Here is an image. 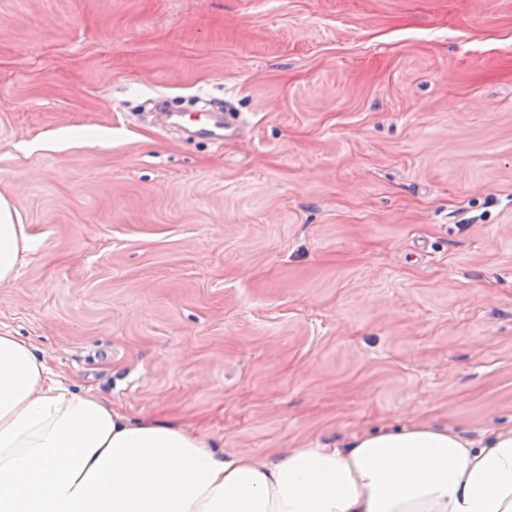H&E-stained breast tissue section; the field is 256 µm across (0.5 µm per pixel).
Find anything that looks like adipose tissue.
I'll list each match as a JSON object with an SVG mask.
<instances>
[{
  "label": "adipose tissue",
  "instance_id": "adipose-tissue-1",
  "mask_svg": "<svg viewBox=\"0 0 512 512\" xmlns=\"http://www.w3.org/2000/svg\"><path fill=\"white\" fill-rule=\"evenodd\" d=\"M31 248L0 195V287ZM0 512H512V428L474 439L410 422L260 462L73 391L0 331Z\"/></svg>",
  "mask_w": 512,
  "mask_h": 512
}]
</instances>
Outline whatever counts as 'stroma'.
<instances>
[{
    "label": "stroma",
    "instance_id": "obj_1",
    "mask_svg": "<svg viewBox=\"0 0 512 512\" xmlns=\"http://www.w3.org/2000/svg\"><path fill=\"white\" fill-rule=\"evenodd\" d=\"M0 194V330L129 415L512 427V0H0ZM32 249V241L13 202L0 194V287L18 279L23 255Z\"/></svg>",
    "mask_w": 512,
    "mask_h": 512
}]
</instances>
